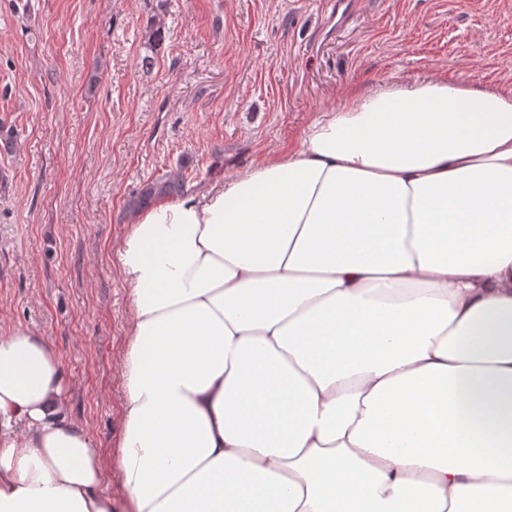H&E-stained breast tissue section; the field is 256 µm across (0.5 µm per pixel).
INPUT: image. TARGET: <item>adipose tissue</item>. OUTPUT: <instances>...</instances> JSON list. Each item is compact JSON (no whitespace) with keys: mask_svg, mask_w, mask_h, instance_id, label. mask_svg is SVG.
I'll use <instances>...</instances> for the list:
<instances>
[{"mask_svg":"<svg viewBox=\"0 0 512 512\" xmlns=\"http://www.w3.org/2000/svg\"><path fill=\"white\" fill-rule=\"evenodd\" d=\"M125 512H512V89L350 86L137 214ZM48 342L0 338V512H115Z\"/></svg>","mask_w":512,"mask_h":512,"instance_id":"1","label":"adipose tissue"}]
</instances>
